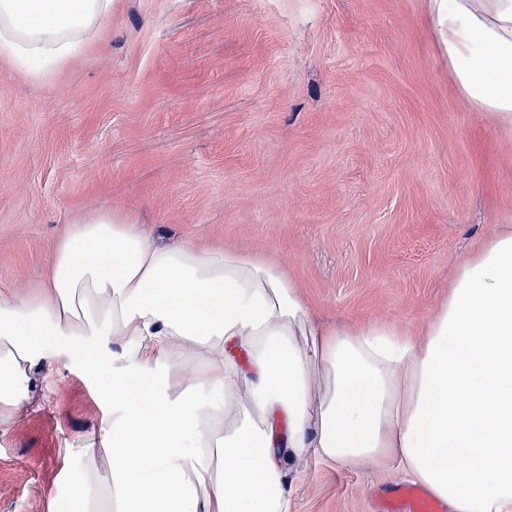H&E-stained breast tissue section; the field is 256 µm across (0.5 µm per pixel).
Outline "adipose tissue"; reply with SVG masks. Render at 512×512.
Returning a JSON list of instances; mask_svg holds the SVG:
<instances>
[{"label": "adipose tissue", "instance_id": "obj_1", "mask_svg": "<svg viewBox=\"0 0 512 512\" xmlns=\"http://www.w3.org/2000/svg\"><path fill=\"white\" fill-rule=\"evenodd\" d=\"M115 0H0V57L50 76ZM461 96L512 134V0H429ZM58 359L112 433L77 512H291L295 461L397 465L448 512H512V229L457 262L417 334L324 323L275 261L76 220L32 293L0 292V427ZM112 488L102 492L101 475Z\"/></svg>", "mask_w": 512, "mask_h": 512}]
</instances>
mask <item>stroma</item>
I'll use <instances>...</instances> for the list:
<instances>
[{
	"label": "stroma",
	"instance_id": "stroma-1",
	"mask_svg": "<svg viewBox=\"0 0 512 512\" xmlns=\"http://www.w3.org/2000/svg\"><path fill=\"white\" fill-rule=\"evenodd\" d=\"M278 260L325 321L424 327L456 262L512 227V137L448 75L428 0H121L34 82L0 58V291L76 218ZM0 429V512H53L108 433L44 362ZM292 512H376L396 466L293 464Z\"/></svg>",
	"mask_w": 512,
	"mask_h": 512
}]
</instances>
